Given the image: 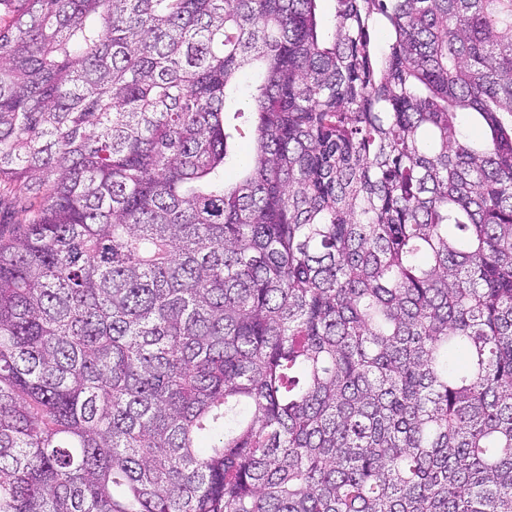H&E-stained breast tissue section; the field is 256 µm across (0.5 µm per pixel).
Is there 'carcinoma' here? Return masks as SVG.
<instances>
[{
  "label": "carcinoma",
  "mask_w": 512,
  "mask_h": 512,
  "mask_svg": "<svg viewBox=\"0 0 512 512\" xmlns=\"http://www.w3.org/2000/svg\"><path fill=\"white\" fill-rule=\"evenodd\" d=\"M319 2L0 0V512H512V0Z\"/></svg>",
  "instance_id": "1"
}]
</instances>
